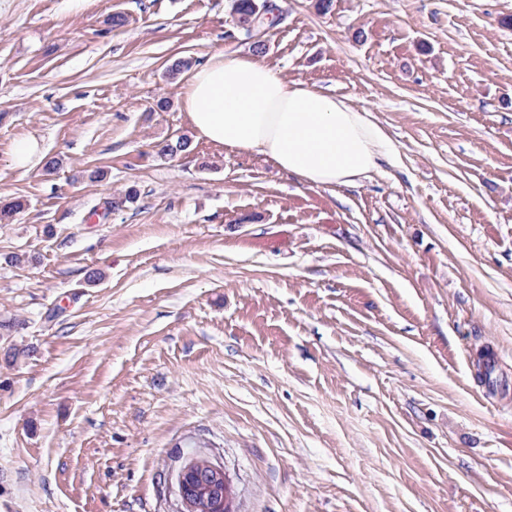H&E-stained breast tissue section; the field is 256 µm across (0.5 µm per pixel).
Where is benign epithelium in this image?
<instances>
[{"instance_id": "1", "label": "benign epithelium", "mask_w": 512, "mask_h": 512, "mask_svg": "<svg viewBox=\"0 0 512 512\" xmlns=\"http://www.w3.org/2000/svg\"><path fill=\"white\" fill-rule=\"evenodd\" d=\"M175 512H231V481L223 462L209 453L188 457L168 476Z\"/></svg>"}]
</instances>
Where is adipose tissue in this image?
I'll list each match as a JSON object with an SVG mask.
<instances>
[{"label": "adipose tissue", "instance_id": "obj_1", "mask_svg": "<svg viewBox=\"0 0 512 512\" xmlns=\"http://www.w3.org/2000/svg\"><path fill=\"white\" fill-rule=\"evenodd\" d=\"M196 139L258 153L304 185L352 186L379 172L389 141L370 112L287 82L253 54H212L183 89Z\"/></svg>", "mask_w": 512, "mask_h": 512}]
</instances>
